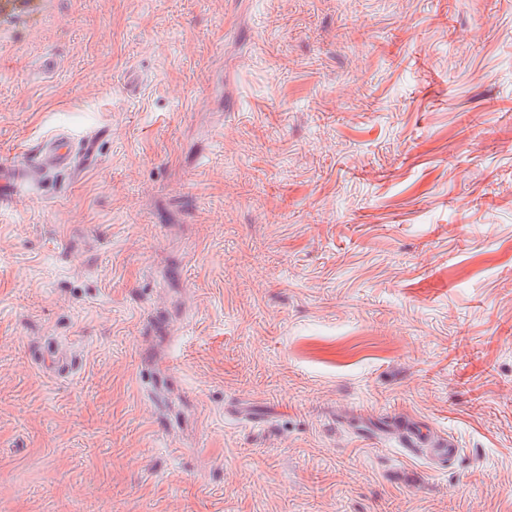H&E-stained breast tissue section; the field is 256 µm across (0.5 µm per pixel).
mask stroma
Wrapping results in <instances>:
<instances>
[{"mask_svg":"<svg viewBox=\"0 0 512 512\" xmlns=\"http://www.w3.org/2000/svg\"><path fill=\"white\" fill-rule=\"evenodd\" d=\"M61 127L0 205V512H512V0H43L0 162ZM73 142L71 132L58 130L40 144L36 159L49 172L67 171L76 165L79 158Z\"/></svg>","mask_w":512,"mask_h":512,"instance_id":"1","label":"stroma"}]
</instances>
